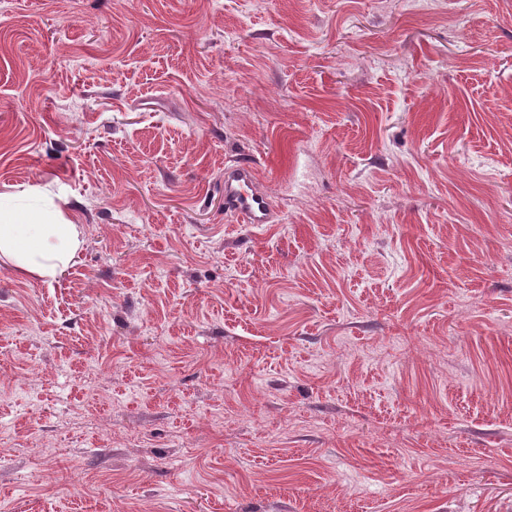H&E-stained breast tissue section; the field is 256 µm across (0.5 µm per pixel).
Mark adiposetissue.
Listing matches in <instances>:
<instances>
[{"mask_svg":"<svg viewBox=\"0 0 512 512\" xmlns=\"http://www.w3.org/2000/svg\"><path fill=\"white\" fill-rule=\"evenodd\" d=\"M80 247V231L62 205L44 195L21 205L16 194L0 193V255L19 269L52 279L67 268Z\"/></svg>","mask_w":512,"mask_h":512,"instance_id":"ef3b65f1","label":"adipose tissue"}]
</instances>
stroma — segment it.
I'll return each instance as SVG.
<instances>
[{
	"label": "stroma",
	"instance_id": "stroma-1",
	"mask_svg": "<svg viewBox=\"0 0 512 512\" xmlns=\"http://www.w3.org/2000/svg\"><path fill=\"white\" fill-rule=\"evenodd\" d=\"M31 185L0 512H512V0H0ZM224 212L242 224H273L276 205L260 183L256 163L233 160L224 165ZM26 206L14 193H0V255L19 269L41 278L54 279L67 268L80 247L77 224L66 217V198L29 196Z\"/></svg>",
	"mask_w": 512,
	"mask_h": 512
}]
</instances>
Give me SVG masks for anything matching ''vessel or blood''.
I'll return each instance as SVG.
<instances>
[{"label":"vessel or blood","instance_id":"1","mask_svg":"<svg viewBox=\"0 0 512 512\" xmlns=\"http://www.w3.org/2000/svg\"><path fill=\"white\" fill-rule=\"evenodd\" d=\"M224 211L243 224H270L275 201L260 183L254 161L234 160L224 167Z\"/></svg>","mask_w":512,"mask_h":512}]
</instances>
